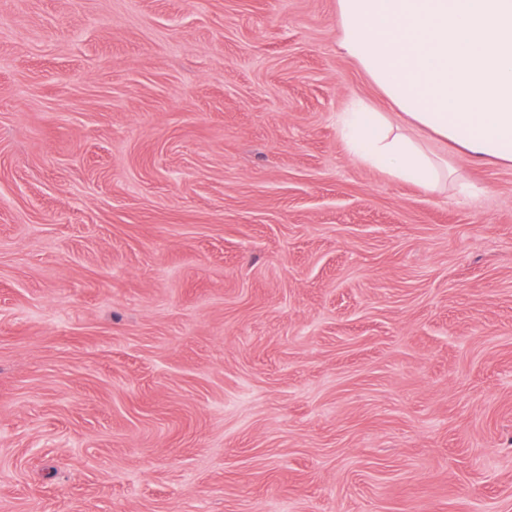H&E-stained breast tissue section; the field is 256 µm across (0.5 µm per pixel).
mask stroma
Returning a JSON list of instances; mask_svg holds the SVG:
<instances>
[{
  "mask_svg": "<svg viewBox=\"0 0 512 512\" xmlns=\"http://www.w3.org/2000/svg\"><path fill=\"white\" fill-rule=\"evenodd\" d=\"M355 100L336 0H0V512H512V166Z\"/></svg>",
  "mask_w": 512,
  "mask_h": 512,
  "instance_id": "obj_1",
  "label": "stroma"
}]
</instances>
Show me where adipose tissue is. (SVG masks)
Instances as JSON below:
<instances>
[{
    "label": "adipose tissue",
    "instance_id": "obj_1",
    "mask_svg": "<svg viewBox=\"0 0 512 512\" xmlns=\"http://www.w3.org/2000/svg\"><path fill=\"white\" fill-rule=\"evenodd\" d=\"M337 37L392 106L339 113L360 164L438 189L448 166L420 129L460 157L512 165V0H337Z\"/></svg>",
    "mask_w": 512,
    "mask_h": 512
}]
</instances>
